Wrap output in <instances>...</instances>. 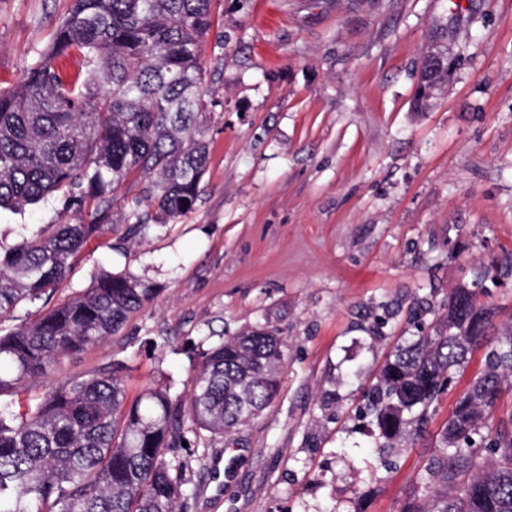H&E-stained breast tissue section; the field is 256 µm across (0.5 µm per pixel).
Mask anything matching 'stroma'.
I'll use <instances>...</instances> for the list:
<instances>
[{"label":"stroma","instance_id":"1","mask_svg":"<svg viewBox=\"0 0 512 512\" xmlns=\"http://www.w3.org/2000/svg\"><path fill=\"white\" fill-rule=\"evenodd\" d=\"M70 6L0 0V92ZM433 43L454 66L416 112ZM201 54L215 105L194 209L136 235L143 184L129 181L52 296L106 270L138 277L152 300L106 343L22 384L15 405L113 360L131 367L128 398L158 379L184 395L194 353L270 325L287 345L280 391L227 439L179 449L193 487L180 512H402L484 352L424 432L406 427L383 452L365 393L473 266L512 257V0H214ZM58 221L50 202L0 209V243Z\"/></svg>","mask_w":512,"mask_h":512}]
</instances>
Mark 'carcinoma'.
<instances>
[{
	"mask_svg": "<svg viewBox=\"0 0 512 512\" xmlns=\"http://www.w3.org/2000/svg\"><path fill=\"white\" fill-rule=\"evenodd\" d=\"M213 0H72L50 44L19 84L0 94V208L51 199L77 222L0 244V323L68 276L73 260L110 224L116 195L132 178L159 176L136 200L156 222L193 210L208 163L201 130L207 68L201 43ZM433 79L448 82L446 52ZM75 59L79 73L64 68ZM495 261L451 289L430 332L397 345L368 394L381 447L411 415L415 431L486 345L483 369L457 400L429 457L425 506L404 512H512V415L493 423L501 383L512 376V332L491 345L486 282L509 276ZM154 289L126 274L92 285L23 324L0 326V512H178L190 494L186 464L169 459L184 422L215 440L259 416L280 389L286 344L253 327L203 351L187 397L162 382L126 401L122 362L51 388L32 408L7 397L119 332ZM495 457L485 465L482 451Z\"/></svg>",
	"mask_w": 512,
	"mask_h": 512,
	"instance_id": "1",
	"label": "carcinoma"
}]
</instances>
